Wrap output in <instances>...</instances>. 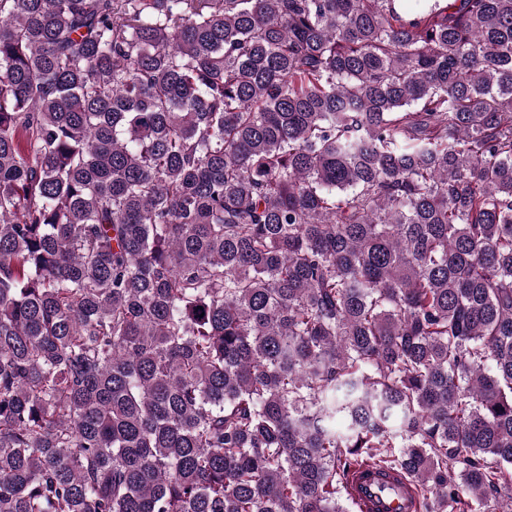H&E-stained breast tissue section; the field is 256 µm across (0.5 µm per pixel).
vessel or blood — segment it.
I'll return each mask as SVG.
<instances>
[{"instance_id":"vessel-or-blood-1","label":"vessel or blood","mask_w":512,"mask_h":512,"mask_svg":"<svg viewBox=\"0 0 512 512\" xmlns=\"http://www.w3.org/2000/svg\"><path fill=\"white\" fill-rule=\"evenodd\" d=\"M412 482L398 483L373 467L360 468L347 489L359 512H407L408 493L416 492Z\"/></svg>"}]
</instances>
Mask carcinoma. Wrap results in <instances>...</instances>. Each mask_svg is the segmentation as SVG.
<instances>
[{"label": "carcinoma", "mask_w": 512, "mask_h": 512, "mask_svg": "<svg viewBox=\"0 0 512 512\" xmlns=\"http://www.w3.org/2000/svg\"><path fill=\"white\" fill-rule=\"evenodd\" d=\"M512 507V0H0V512ZM400 484L371 466L360 468L347 489L360 512H408L407 490L414 494L418 487L408 480Z\"/></svg>", "instance_id": "obj_1"}]
</instances>
